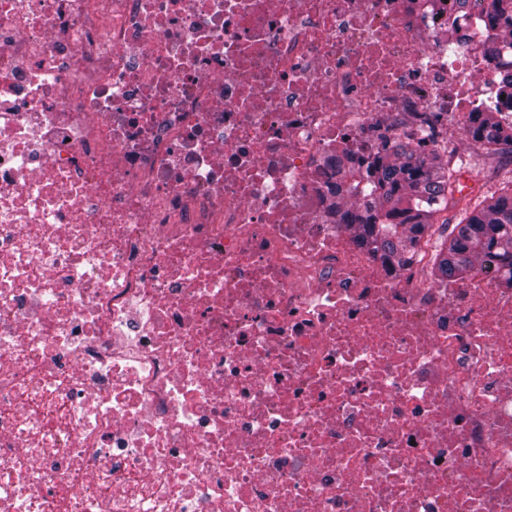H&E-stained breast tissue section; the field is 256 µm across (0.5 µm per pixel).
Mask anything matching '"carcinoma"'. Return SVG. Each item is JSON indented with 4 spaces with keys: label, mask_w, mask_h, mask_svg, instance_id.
<instances>
[{
    "label": "carcinoma",
    "mask_w": 512,
    "mask_h": 512,
    "mask_svg": "<svg viewBox=\"0 0 512 512\" xmlns=\"http://www.w3.org/2000/svg\"><path fill=\"white\" fill-rule=\"evenodd\" d=\"M494 2L483 44L488 53L512 38V0ZM458 125L446 118L447 128ZM462 130L471 144L465 159L457 157L447 130L437 135L421 126L355 160L337 158L340 184L331 206L338 223L397 273L414 263L418 243L427 238L434 248L431 282L467 274L485 261L512 282V121H504L497 106L468 113ZM467 174L483 176L494 191L480 186L463 193Z\"/></svg>",
    "instance_id": "obj_1"
}]
</instances>
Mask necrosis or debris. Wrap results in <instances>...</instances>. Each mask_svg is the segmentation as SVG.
I'll return each mask as SVG.
<instances>
[{"mask_svg":"<svg viewBox=\"0 0 512 512\" xmlns=\"http://www.w3.org/2000/svg\"><path fill=\"white\" fill-rule=\"evenodd\" d=\"M491 12L0 0V512H512V282L329 210L338 155L512 92Z\"/></svg>","mask_w":512,"mask_h":512,"instance_id":"4bbe7bcc","label":"necrosis or debris"}]
</instances>
